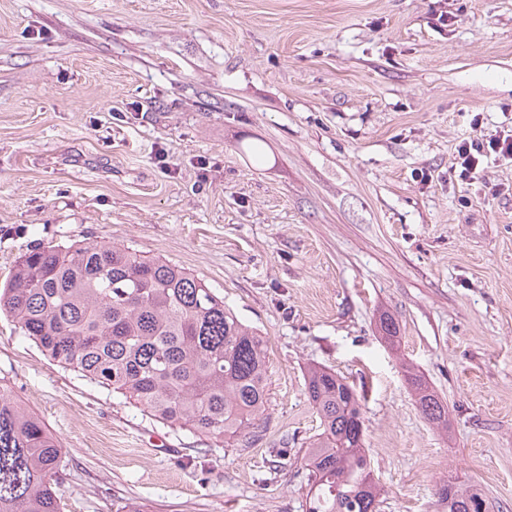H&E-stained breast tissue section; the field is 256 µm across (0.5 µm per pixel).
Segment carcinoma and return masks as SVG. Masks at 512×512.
<instances>
[{"label": "carcinoma", "instance_id": "carcinoma-1", "mask_svg": "<svg viewBox=\"0 0 512 512\" xmlns=\"http://www.w3.org/2000/svg\"><path fill=\"white\" fill-rule=\"evenodd\" d=\"M0 313L65 369L134 402L150 418L230 443L269 416L264 340L206 283L128 246L37 247L0 289ZM380 340L399 326L378 317ZM405 380L423 416L448 429V404L412 367ZM320 419L303 459L307 512H376L381 488L364 443L363 396L313 366L305 377ZM60 449L44 423L0 390V512H60L53 485ZM448 512H490L475 485L450 478L437 491Z\"/></svg>", "mask_w": 512, "mask_h": 512}]
</instances>
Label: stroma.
I'll return each instance as SVG.
<instances>
[{
    "instance_id": "stroma-1",
    "label": "stroma",
    "mask_w": 512,
    "mask_h": 512,
    "mask_svg": "<svg viewBox=\"0 0 512 512\" xmlns=\"http://www.w3.org/2000/svg\"><path fill=\"white\" fill-rule=\"evenodd\" d=\"M510 130L512 0H0V286L37 246H128L204 279L269 360L270 418L229 446L0 314V386L58 441L62 512H307L311 365L365 396L379 512H442L451 477L512 512V160L448 175ZM510 134H503L498 138L490 139L486 145L484 142L479 140H470L462 142L457 149L458 162L462 170L459 173V177H469L471 174H477L483 171V157H487V152H494L503 157H509L512 159V130ZM460 161V162H459ZM376 326L382 342L392 349L399 347L401 338L399 336V326L392 315L387 312L379 315ZM404 376L423 416L430 423L447 431L448 404L430 387L427 379L414 368L406 366Z\"/></svg>"
}]
</instances>
